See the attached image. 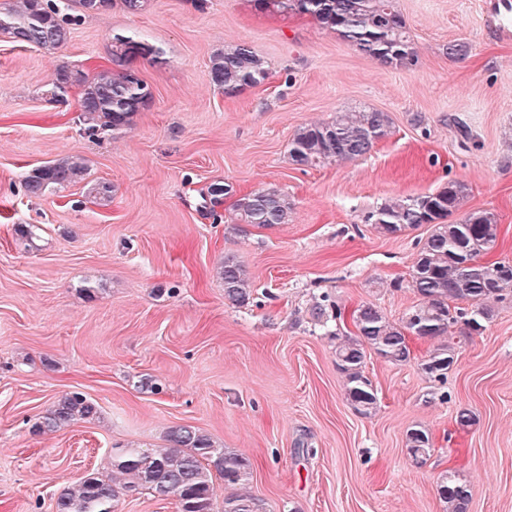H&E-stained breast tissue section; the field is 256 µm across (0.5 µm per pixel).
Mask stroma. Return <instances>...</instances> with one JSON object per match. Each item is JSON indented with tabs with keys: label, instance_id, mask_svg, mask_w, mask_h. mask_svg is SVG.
Wrapping results in <instances>:
<instances>
[{
	"label": "stroma",
	"instance_id": "stroma-1",
	"mask_svg": "<svg viewBox=\"0 0 512 512\" xmlns=\"http://www.w3.org/2000/svg\"><path fill=\"white\" fill-rule=\"evenodd\" d=\"M195 2L147 0L131 15L114 0L51 51L0 36V512H56L64 489L111 474L113 449L168 447L179 426L248 457L266 512H443L436 486L450 471L470 487L468 512H512V304L483 333H455L444 387L417 364L427 343L405 365L368 357L369 416L348 403L337 339L314 315L326 295L400 320L427 230L385 237L371 217L451 180L467 184L469 208L497 214L488 258L512 263V40L496 36L484 0H397L417 60L391 68L311 16ZM117 35L157 50L136 62L152 98L130 128L95 141L76 125L80 88L60 104L44 90L60 66H110ZM459 40L468 56L449 58ZM243 42L269 79L228 96L210 58ZM363 108L393 121L370 154L291 161L298 128ZM71 155L85 159L84 181L25 194L24 173ZM217 182L281 190L287 223L230 227L229 197L214 220L205 198ZM98 184L110 199L90 195ZM228 257L250 275L248 305L224 297ZM73 392L96 414L38 433ZM463 408L476 415L464 429ZM415 426L433 441L420 465L406 446Z\"/></svg>",
	"mask_w": 512,
	"mask_h": 512
}]
</instances>
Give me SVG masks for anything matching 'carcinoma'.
Wrapping results in <instances>:
<instances>
[{
    "label": "carcinoma",
    "instance_id": "cac0c4a2",
    "mask_svg": "<svg viewBox=\"0 0 512 512\" xmlns=\"http://www.w3.org/2000/svg\"><path fill=\"white\" fill-rule=\"evenodd\" d=\"M260 11H296L308 14L322 27L381 64L404 67L414 62L406 21L397 0H254ZM112 0H69L68 13H61L54 0H13L0 10V35L21 45L55 50L67 43L71 27L93 13L108 9ZM134 39L115 36L111 44L112 65L87 75L66 66L57 69L51 83L54 99L64 101L78 81L81 87L80 131L91 139L132 125L133 118L151 98L143 79L136 76L127 45ZM268 69L246 44L224 47L211 59L213 85L233 96L251 86ZM392 134V119L386 112L362 109L340 111L325 122L300 127L291 143L293 163L305 167L351 161L369 154L375 145ZM88 166L78 157L61 158L25 173L22 186L27 196L39 198L52 186L69 185L85 179ZM233 195L227 184L208 189L212 205ZM467 185L450 180L436 191L416 198L386 201L377 211L374 228L383 236H398L423 225L429 234L416 242L417 259L410 287L418 296L401 320L390 321L374 304L362 303L348 311L338 305L315 307L316 317L337 325L349 323L353 331L336 345V365L345 378L346 399L361 415L378 408L377 394L365 374L367 356L375 354L394 365L415 359L411 339L435 342L419 361L421 370L434 383L445 385L454 364V347L445 341L457 325L468 333L480 334L491 321L495 305L512 303V264L484 262L482 256L497 244V215L488 210L470 211L455 224L447 218L463 209ZM291 203L276 188L262 189L237 197L234 202L238 224L273 226L285 224ZM220 274L224 298L244 306L253 295L246 269L231 259ZM96 414V407L79 393L63 397L45 417L39 430L55 432L77 418ZM172 447L114 448L112 476H91L64 490L57 498L56 512H112L113 503L129 491L146 490L160 500H173L178 512H215L213 475L233 492L224 496L222 512H264L260 500L241 492L249 478V458L215 447L199 430L181 426L168 434ZM406 446L413 460L422 464L432 449V438L423 428L406 433ZM437 493L444 512H467L471 498L466 483L448 473Z\"/></svg>",
    "mask_w": 512,
    "mask_h": 512
}]
</instances>
